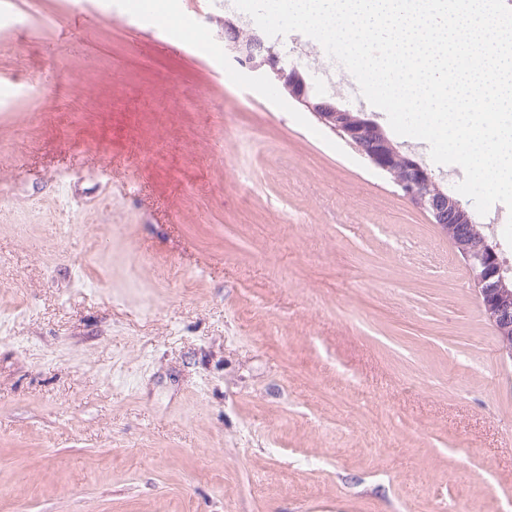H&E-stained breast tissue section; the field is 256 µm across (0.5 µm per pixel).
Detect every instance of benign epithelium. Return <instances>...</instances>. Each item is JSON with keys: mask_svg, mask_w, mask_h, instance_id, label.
I'll return each instance as SVG.
<instances>
[{"mask_svg": "<svg viewBox=\"0 0 512 512\" xmlns=\"http://www.w3.org/2000/svg\"><path fill=\"white\" fill-rule=\"evenodd\" d=\"M224 50L240 64L261 71L279 82L294 100L302 104L324 126L340 134L377 168L390 173L412 203L426 210L431 221L448 233V239L458 250H463L460 237L448 231L450 224H472L473 216L450 193L443 190L433 174L417 161L406 158L387 139L371 140L367 131L374 127L352 115V111L339 108L311 96L299 70L281 65L279 55L271 48L258 50L252 42H243L234 35L224 41ZM482 300L488 320L498 334L512 330V307L503 305L504 292L502 265L495 255L472 257L464 253Z\"/></svg>", "mask_w": 512, "mask_h": 512, "instance_id": "7a95c632", "label": "benign epithelium"}]
</instances>
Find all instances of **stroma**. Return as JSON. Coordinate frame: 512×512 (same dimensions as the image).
<instances>
[{
	"instance_id": "obj_1",
	"label": "stroma",
	"mask_w": 512,
	"mask_h": 512,
	"mask_svg": "<svg viewBox=\"0 0 512 512\" xmlns=\"http://www.w3.org/2000/svg\"><path fill=\"white\" fill-rule=\"evenodd\" d=\"M127 2L0 0V98L52 94L0 111V512H512V357L446 233L225 55L224 0H174L179 50Z\"/></svg>"
}]
</instances>
